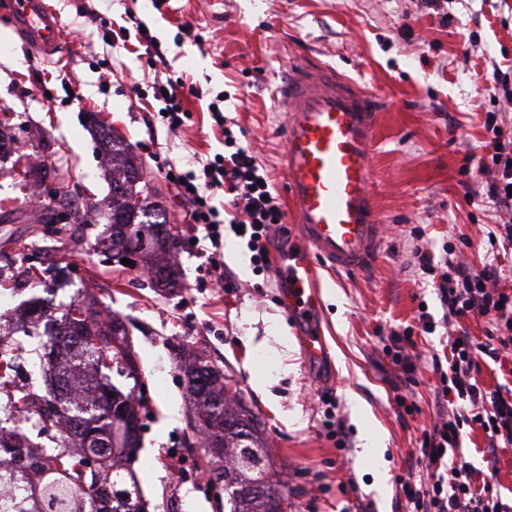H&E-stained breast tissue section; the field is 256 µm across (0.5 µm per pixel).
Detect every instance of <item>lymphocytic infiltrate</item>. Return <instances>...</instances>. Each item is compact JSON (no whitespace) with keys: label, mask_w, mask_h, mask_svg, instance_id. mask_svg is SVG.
<instances>
[{"label":"lymphocytic infiltrate","mask_w":512,"mask_h":512,"mask_svg":"<svg viewBox=\"0 0 512 512\" xmlns=\"http://www.w3.org/2000/svg\"><path fill=\"white\" fill-rule=\"evenodd\" d=\"M208 110L224 135V154L204 164L200 176L174 173L172 183L191 204L194 223L205 226L213 247L221 245V226L241 229L255 268H270L269 231L275 221L284 220L285 213L269 172L240 144L219 105L209 103ZM483 127L492 134L487 144L491 162L479 165L477 172L486 198L504 215L499 239L512 247V137H504L498 113H485ZM219 195L232 208V216L216 206ZM412 259L418 270L433 277L443 320L473 315L485 318L488 329L484 341L462 334L456 336L447 358L431 356L432 368L439 374L435 399L452 405L453 412L422 433L418 461L425 465L429 481L401 479L407 512H512V504L503 501L491 482L461 459L462 439L473 428L483 431L489 452L512 447V387L489 390L478 379L484 359L495 360L512 351V293L500 288L502 271L494 261L475 269L447 258L435 259L419 245Z\"/></svg>","instance_id":"obj_1"}]
</instances>
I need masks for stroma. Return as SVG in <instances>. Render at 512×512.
<instances>
[{"label":"stroma","mask_w":512,"mask_h":512,"mask_svg":"<svg viewBox=\"0 0 512 512\" xmlns=\"http://www.w3.org/2000/svg\"><path fill=\"white\" fill-rule=\"evenodd\" d=\"M74 48L58 64L34 61L7 22L0 0L1 133L10 151L0 159V280L21 264L50 268L18 291L0 287L16 310L31 298L63 309L92 294L96 307L119 314L141 368L142 414L133 470L149 512H224V485L211 481L205 449L190 427L193 397L179 369L183 355L204 351L261 421L267 479L288 498L287 512H406L399 485L414 463L424 429L437 420L439 376L425 370L416 385L393 391L387 353L392 332L412 327L422 359L443 353L459 331L484 340L487 323L471 316L441 323L431 277L407 268L420 228L435 255L479 267L499 214L469 202V170L489 157L482 115L499 112L512 131V104L493 79L512 74V0H443L439 10L417 0H48ZM192 23L196 38L182 24ZM166 54V73L197 87L185 94L190 120L170 130L154 98L134 24ZM130 37H117L119 27ZM327 64L358 80L379 112L372 189L384 232L376 258L359 273L320 268L318 316L331 357L328 372L305 365L301 344L277 286L275 270L254 269L245 244L224 239V278L210 273L212 246L203 227L165 178L167 167L200 171L224 150L206 94L225 93L226 110L245 143L282 188L272 92L290 66ZM111 126L131 148L139 171L180 241L175 287L141 274L143 261L114 260L107 246L110 186L105 157L89 117ZM28 165L49 201L57 177L73 204L94 211L85 224H41L13 168ZM95 288H88V281ZM437 318L433 334L415 330L420 308ZM341 423L343 443L329 435ZM378 442L375 457L362 448Z\"/></svg>","instance_id":"stroma-1"}]
</instances>
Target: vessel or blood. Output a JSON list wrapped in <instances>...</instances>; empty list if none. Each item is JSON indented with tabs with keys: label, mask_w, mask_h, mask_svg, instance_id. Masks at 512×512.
Returning <instances> with one entry per match:
<instances>
[{
	"label": "vessel or blood",
	"mask_w": 512,
	"mask_h": 512,
	"mask_svg": "<svg viewBox=\"0 0 512 512\" xmlns=\"http://www.w3.org/2000/svg\"><path fill=\"white\" fill-rule=\"evenodd\" d=\"M8 17L37 57L64 55L68 43L48 0H8ZM283 115L281 168L295 228L276 250L285 309L299 326L307 363L328 355L317 316L318 261L355 269L371 259L381 237L372 193L371 159L377 127L372 94L329 65L300 64L273 93Z\"/></svg>",
	"instance_id": "1"
}]
</instances>
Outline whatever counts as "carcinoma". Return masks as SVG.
<instances>
[{
	"mask_svg": "<svg viewBox=\"0 0 512 512\" xmlns=\"http://www.w3.org/2000/svg\"><path fill=\"white\" fill-rule=\"evenodd\" d=\"M100 140L112 158V250L126 248L133 240L150 238L153 252L148 271L158 285L175 287V267L170 262L176 237L163 212L149 201L150 191L139 187L142 177L128 145L119 137L100 131ZM143 195L138 211L126 208L121 189ZM63 328L47 334L40 358L46 389L18 390L12 372L15 357L0 349V409L20 420L35 418L37 439L14 433L7 443L0 437V450L27 448L30 460L16 475L17 498L12 512H87L86 503L101 475L112 474V512H141V500L133 475L118 465L114 448H127L139 429L141 400L99 382L101 370L127 352L120 319L103 315L82 300H73L62 315ZM196 409L207 415L199 430L212 437L218 428L222 446L214 452L211 469L224 478L228 512H277L269 497L274 489L266 483L264 444L257 419L250 410L227 395L222 375L199 354L181 360ZM55 440L47 451L38 438Z\"/></svg>",
	"mask_w": 512,
	"mask_h": 512,
	"instance_id": "1",
	"label": "carcinoma"
}]
</instances>
